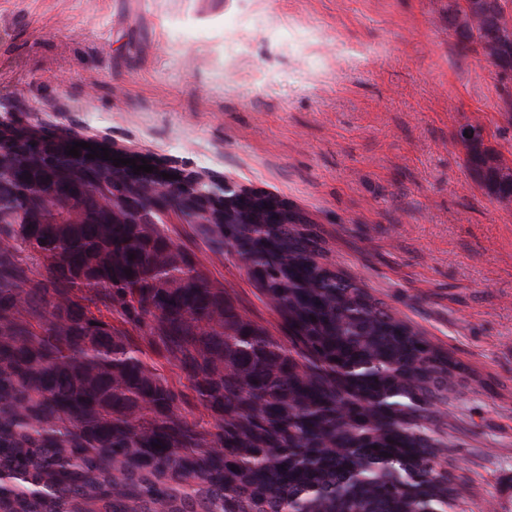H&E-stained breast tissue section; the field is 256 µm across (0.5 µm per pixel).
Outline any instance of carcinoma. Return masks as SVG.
I'll use <instances>...</instances> for the list:
<instances>
[{"mask_svg":"<svg viewBox=\"0 0 512 512\" xmlns=\"http://www.w3.org/2000/svg\"><path fill=\"white\" fill-rule=\"evenodd\" d=\"M511 4L448 0L457 46L504 74ZM64 136L54 159L0 153V512H445L464 497L427 426L461 365L321 262L313 225H200L261 268L284 344L158 225L77 221L120 207L121 178L66 165ZM464 149L503 196L497 157ZM45 163L91 191L44 206L28 176ZM151 353L192 370L210 426L187 421Z\"/></svg>","mask_w":512,"mask_h":512,"instance_id":"carcinoma-1","label":"carcinoma"}]
</instances>
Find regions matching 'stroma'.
I'll use <instances>...</instances> for the list:
<instances>
[{
  "instance_id": "35a3bbf8",
  "label": "stroma",
  "mask_w": 512,
  "mask_h": 512,
  "mask_svg": "<svg viewBox=\"0 0 512 512\" xmlns=\"http://www.w3.org/2000/svg\"><path fill=\"white\" fill-rule=\"evenodd\" d=\"M512 74L461 52L448 0H0V125L58 129L273 193L323 262L465 371L438 405L455 512H512V202L457 140L512 162ZM239 311L286 338L229 249L166 219ZM479 138L469 144H466L465 141L461 139L462 142L466 144L463 145V147L466 150L467 165L475 174L479 184L486 187L489 192L495 194L498 198L503 197L506 193L505 189L495 178L499 160L495 155L480 148L477 144Z\"/></svg>"
}]
</instances>
